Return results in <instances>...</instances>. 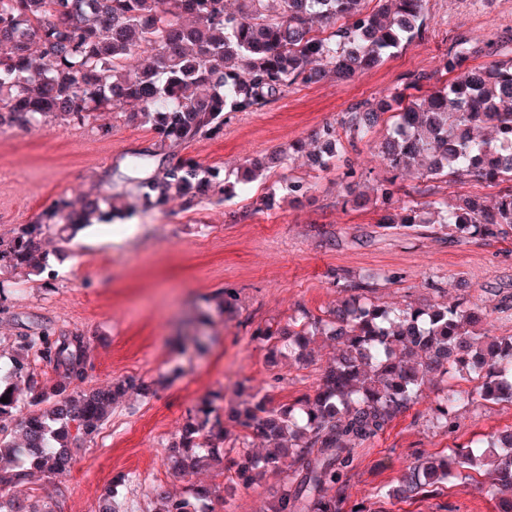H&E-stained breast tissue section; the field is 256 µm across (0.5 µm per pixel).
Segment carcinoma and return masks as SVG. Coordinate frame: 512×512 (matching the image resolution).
I'll use <instances>...</instances> for the list:
<instances>
[{
  "label": "carcinoma",
  "mask_w": 512,
  "mask_h": 512,
  "mask_svg": "<svg viewBox=\"0 0 512 512\" xmlns=\"http://www.w3.org/2000/svg\"><path fill=\"white\" fill-rule=\"evenodd\" d=\"M374 6H368L369 2ZM0 0V129L29 128L53 115L85 126L99 112L141 120L156 135L157 170L136 178L134 199L159 207L188 203L211 190L224 193V167L203 166L175 153L201 138L224 134L234 112H257L291 88L339 80L381 64L425 32L426 0ZM469 39L458 35L441 68L411 72L384 98L364 102L316 134L320 147L300 143L321 170L335 169L348 187L359 174L337 147L371 139L381 116L396 113L380 144L386 176L373 191L397 205L383 224H438L458 240L489 241L512 232V55L489 44L482 66L471 64ZM457 74L448 82L444 76ZM138 108L127 112V107ZM414 170L422 180H475L496 189L491 202L468 196L450 205L438 197L411 200L400 183ZM118 197L89 191L60 196L31 224L0 234V272L21 266L44 271L48 247L96 223L112 219ZM205 302L224 320L237 317L236 292L218 289ZM288 324L258 328L253 338L269 347L270 370L284 354L302 360L310 340L336 344V357L319 383L286 409L254 396L236 409L242 460L231 482L254 484L282 477L267 512H341L336 485L355 450L381 434L389 421L419 400L431 382L451 373L478 381L471 400L512 402V336H491L477 326L487 315L465 301L392 307L354 285L325 316L305 308ZM52 367L61 379L37 372ZM88 379V338L48 329L18 334L12 354L0 363V512H55L32 492L33 473L56 477L99 432L130 388L157 393L160 380L131 379L109 389L67 392ZM460 394L436 389L435 422L456 427ZM224 409L189 412L180 436L167 448L175 474H191L220 460ZM267 451L254 455V442ZM301 468L289 471L288 460ZM493 476L499 512H512V430L470 441L447 455L419 460L386 498L412 500L452 479ZM125 482L113 485L97 512H121ZM155 512H215L224 502L211 487L196 484L184 494L152 488Z\"/></svg>",
  "instance_id": "1"
}]
</instances>
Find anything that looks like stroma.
I'll return each mask as SVG.
<instances>
[{
  "label": "stroma",
  "instance_id": "stroma-1",
  "mask_svg": "<svg viewBox=\"0 0 512 512\" xmlns=\"http://www.w3.org/2000/svg\"><path fill=\"white\" fill-rule=\"evenodd\" d=\"M426 14L422 38L382 65L342 83L297 87L257 112L235 113L223 135L186 149L202 165L223 166L224 197L138 208L56 242L48 271L0 274V353H9L22 332L79 331L91 339L88 386L131 376L168 379L156 396L129 392L66 475H35L42 497L58 512H95L122 477L128 480L125 512H151L150 491L163 475L177 494L199 482L222 490L216 512H266L278 476L235 487L220 468L172 477L165 447L188 410L204 399L216 398L224 407L238 393H257L279 409L313 392L333 346L317 342L312 363H283L276 382L266 368L268 349L252 333L287 323L301 307L323 314L342 297L336 274L392 306L467 298L488 312L492 334L512 335V235L453 242L447 231L428 224L380 227L385 206L350 204L336 171L310 168L298 154L265 172L249 191L235 188L239 168L252 158L309 142L354 104L387 95L408 72L439 68L457 33H467L476 45L490 38L512 42V0H428ZM97 121L111 126L109 136H100L96 126L54 121L0 129V233L31 223L61 196L132 190L130 162L154 151L153 132L108 113ZM391 123L382 115L372 142L347 152L366 175L364 194L384 172L377 144ZM290 179L307 183L306 198H288L283 184ZM220 288L236 290L237 319L226 322L213 312L207 325L197 326L193 317L205 308V295ZM429 406L426 398L410 404L357 449L340 491L343 512L362 500L370 512H498L497 498L480 490L492 482L487 474L412 501L381 497L420 455H443L512 428L510 402L463 404L452 432L433 426Z\"/></svg>",
  "mask_w": 512,
  "mask_h": 512
}]
</instances>
